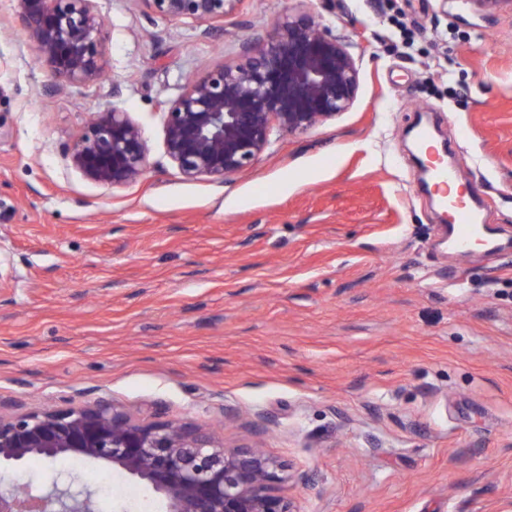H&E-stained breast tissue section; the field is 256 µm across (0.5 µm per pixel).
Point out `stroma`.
<instances>
[{"instance_id":"obj_1","label":"stroma","mask_w":512,"mask_h":512,"mask_svg":"<svg viewBox=\"0 0 512 512\" xmlns=\"http://www.w3.org/2000/svg\"><path fill=\"white\" fill-rule=\"evenodd\" d=\"M16 7L0 0V398L105 397L261 445L300 512H512V8L243 0L211 29L96 0L105 75L57 92ZM311 10L358 60L352 108L224 182L184 179L159 102ZM113 106L151 146L121 188L67 156ZM420 122L493 250L444 245L405 140Z\"/></svg>"}]
</instances>
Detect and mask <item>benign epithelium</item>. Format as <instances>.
I'll use <instances>...</instances> for the list:
<instances>
[{
    "mask_svg": "<svg viewBox=\"0 0 512 512\" xmlns=\"http://www.w3.org/2000/svg\"><path fill=\"white\" fill-rule=\"evenodd\" d=\"M16 2L57 89L97 80L106 30L94 0ZM141 2L164 19L211 25L235 14L241 0ZM358 87L349 46L316 15L286 13L235 62L207 68L159 103L165 155L186 179L222 183L281 134H303L349 110ZM149 154L140 125L116 106L91 113L67 149L75 169L113 188L143 179ZM34 456L121 471L161 512H298L280 491L289 480L283 466L259 449L227 448L193 423L136 420L104 398L62 409L0 401V471H19ZM0 512H99V502L72 480L39 491L14 483L0 490Z\"/></svg>",
    "mask_w": 512,
    "mask_h": 512,
    "instance_id": "benign-epithelium-1",
    "label": "benign epithelium"
}]
</instances>
